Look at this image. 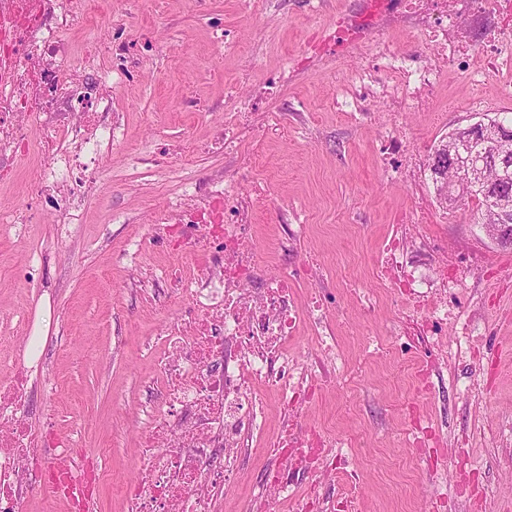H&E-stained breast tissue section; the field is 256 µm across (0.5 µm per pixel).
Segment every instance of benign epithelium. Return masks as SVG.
Instances as JSON below:
<instances>
[{
  "label": "benign epithelium",
  "mask_w": 512,
  "mask_h": 512,
  "mask_svg": "<svg viewBox=\"0 0 512 512\" xmlns=\"http://www.w3.org/2000/svg\"><path fill=\"white\" fill-rule=\"evenodd\" d=\"M482 132L497 147L495 152L497 162L496 170L502 174L512 167V134L503 130L495 122L485 115H480L477 120L466 127L456 131L446 138L441 144V149L448 155V166L460 173L461 182H448L443 179L441 172L430 166V177L448 186V206H458L467 196L493 186V181L486 175V168L480 165H472L468 168L461 166L463 156L469 152L470 137L474 132ZM487 210L496 214L497 222L483 224L481 228L492 241L502 245L511 246L512 240L506 235L507 225L512 223V199L496 196L489 203Z\"/></svg>",
  "instance_id": "obj_1"
}]
</instances>
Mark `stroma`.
I'll return each mask as SVG.
<instances>
[{
  "mask_svg": "<svg viewBox=\"0 0 512 512\" xmlns=\"http://www.w3.org/2000/svg\"><path fill=\"white\" fill-rule=\"evenodd\" d=\"M399 0H92L68 38L79 51L111 44L95 66L112 70V109L124 137L98 172L67 252L57 250L55 211L38 201L33 224L0 232V353L28 326L41 363L28 424L39 441L68 439L74 459L99 474L96 512H126L123 487L140 475V442L152 414L166 330L184 302L147 288L158 272L185 277L199 256L159 242L157 213L214 174L254 204L251 245L274 274L312 260L335 300L325 322L351 379L316 382L295 414L306 432L353 441V481L314 472L296 496L267 512H297L330 498L332 512H462L451 474L467 451L484 512L512 501V248L470 221L475 201L442 207L425 166L434 146L476 113L511 112L498 72L447 65L424 111L390 120L392 56L423 57L422 36L394 29L350 44V23L372 25ZM236 100L258 132L214 149ZM303 230L281 249V225ZM399 261L447 287L461 316L477 311L487 337L449 327L426 345L419 314L401 308L396 282L379 277L389 242ZM406 362L387 352L395 335ZM270 408L224 512H246L274 465L266 449L282 426Z\"/></svg>",
  "mask_w": 512,
  "mask_h": 512,
  "instance_id": "35a3bbf8",
  "label": "stroma"
}]
</instances>
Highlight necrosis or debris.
Segmentation results:
<instances>
[{"instance_id":"necrosis-or-debris-1","label":"necrosis or debris","mask_w":512,"mask_h":512,"mask_svg":"<svg viewBox=\"0 0 512 512\" xmlns=\"http://www.w3.org/2000/svg\"><path fill=\"white\" fill-rule=\"evenodd\" d=\"M400 12L382 16L377 27L420 31L434 52L426 67L394 58L398 83L394 103L428 105L436 74L447 62L471 69L466 44L447 35L459 18L487 17L498 29H512V0H401ZM88 10L86 0H0V179H11L19 159L41 133L33 188L52 197L55 211L67 214L96 190L89 159L102 156L118 140L119 113L112 110L110 72L90 74L71 62L64 36ZM160 230L177 232L183 254H202L196 274L167 282L187 306L168 330L162 360L160 399L151 415L141 476L124 490L127 512H224V489L240 469L266 410L262 389L276 392L288 408L318 379L312 363L301 361L290 344L303 322L319 328L316 349L335 362L336 338L323 328L326 293L307 309L295 303V274L261 276L248 249L252 203L229 189L223 177L196 183L177 198ZM411 296L429 309L430 329L454 319L446 295H430L423 276L406 282ZM28 348L0 358V512H19L39 492L65 499L71 512H84L92 491L80 464L64 469L52 458L33 466L38 441L26 419L32 396ZM270 453L279 465L261 478L265 499L294 495L308 464L347 469L349 453L318 435H303L289 422Z\"/></svg>"}]
</instances>
